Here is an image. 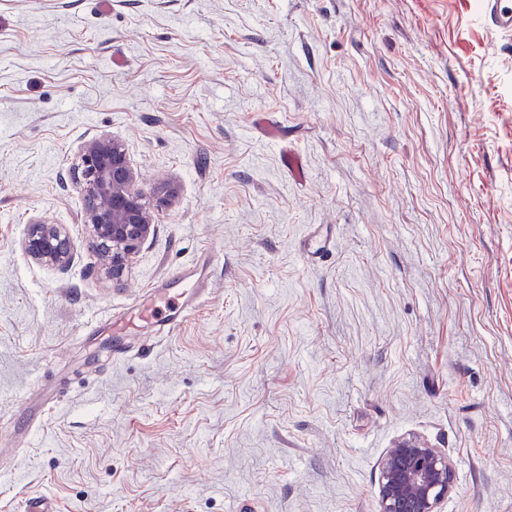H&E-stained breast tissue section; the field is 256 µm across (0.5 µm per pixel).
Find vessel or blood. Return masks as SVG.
<instances>
[{"mask_svg":"<svg viewBox=\"0 0 512 512\" xmlns=\"http://www.w3.org/2000/svg\"><path fill=\"white\" fill-rule=\"evenodd\" d=\"M483 19L489 27L511 35L512 0H484ZM189 277V272L182 271L173 276L165 289L148 290L125 317L113 320V334L124 335L140 323L167 331L180 326L187 314L202 304L206 292L200 282L193 293H184L181 286Z\"/></svg>","mask_w":512,"mask_h":512,"instance_id":"b4317fda","label":"vessel or blood"}]
</instances>
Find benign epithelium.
Instances as JSON below:
<instances>
[{
    "mask_svg": "<svg viewBox=\"0 0 512 512\" xmlns=\"http://www.w3.org/2000/svg\"><path fill=\"white\" fill-rule=\"evenodd\" d=\"M136 179L120 141L99 135L81 143L74 180L85 200L83 223L91 228L92 246L100 252V275L108 281L121 280L154 233V213L177 201L174 185L148 195L137 188ZM22 247L43 266L65 268L72 260L71 243L60 224H29ZM454 487L448 456L415 436L405 437L382 460L378 512H442Z\"/></svg>",
    "mask_w": 512,
    "mask_h": 512,
    "instance_id": "7a95c632",
    "label": "benign epithelium"
}]
</instances>
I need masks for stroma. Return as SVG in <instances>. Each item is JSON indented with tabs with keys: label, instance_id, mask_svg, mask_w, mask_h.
I'll use <instances>...</instances> for the list:
<instances>
[{
	"label": "stroma",
	"instance_id": "obj_1",
	"mask_svg": "<svg viewBox=\"0 0 512 512\" xmlns=\"http://www.w3.org/2000/svg\"><path fill=\"white\" fill-rule=\"evenodd\" d=\"M481 6L0 0V512H377L408 436L444 512H512V36ZM102 134L178 189L119 285L71 173ZM195 267L202 306L114 352ZM22 247L34 262L43 266L65 268L72 260L71 243L60 224L32 222ZM195 276L191 271H181L173 276L163 288L164 291L158 288L148 290L125 317L112 321V333L124 336L140 322L168 332L180 326L187 314L202 304L205 292L209 290L204 281L197 277L193 293L180 291L183 282Z\"/></svg>",
	"mask_w": 512,
	"mask_h": 512
}]
</instances>
